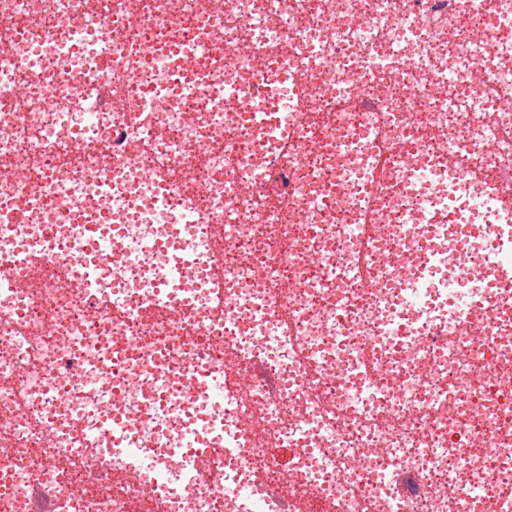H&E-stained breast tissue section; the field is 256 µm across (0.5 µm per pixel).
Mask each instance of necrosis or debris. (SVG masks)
<instances>
[{
    "label": "necrosis or debris",
    "mask_w": 512,
    "mask_h": 512,
    "mask_svg": "<svg viewBox=\"0 0 512 512\" xmlns=\"http://www.w3.org/2000/svg\"><path fill=\"white\" fill-rule=\"evenodd\" d=\"M495 89L512 0H0V512H512Z\"/></svg>",
    "instance_id": "4bbe7bcc"
}]
</instances>
